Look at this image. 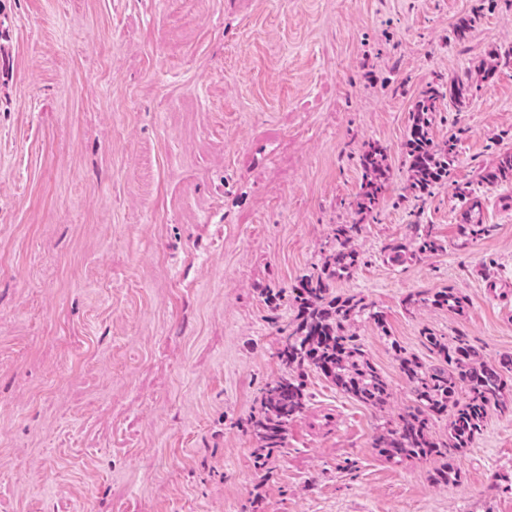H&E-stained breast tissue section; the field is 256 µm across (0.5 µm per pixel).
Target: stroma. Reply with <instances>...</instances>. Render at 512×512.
<instances>
[{"label": "stroma", "instance_id": "stroma-1", "mask_svg": "<svg viewBox=\"0 0 512 512\" xmlns=\"http://www.w3.org/2000/svg\"><path fill=\"white\" fill-rule=\"evenodd\" d=\"M456 76L473 95L430 131L455 162L420 197L412 111ZM371 142L390 179L332 288L367 304L391 398L305 370L258 468L247 421L296 315L269 293L355 221ZM506 150L512 0H0V512H512V412L445 484L374 446L414 400L396 350L436 361L423 330L512 352V181L479 180ZM415 224L440 251L391 262ZM446 288L463 310L403 308Z\"/></svg>", "mask_w": 512, "mask_h": 512}]
</instances>
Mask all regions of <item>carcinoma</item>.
<instances>
[{"label":"carcinoma","instance_id":"cac0c4a2","mask_svg":"<svg viewBox=\"0 0 512 512\" xmlns=\"http://www.w3.org/2000/svg\"><path fill=\"white\" fill-rule=\"evenodd\" d=\"M469 95V81L459 77L421 92L405 143L410 189L424 193L448 178L453 144L434 142L430 114L446 100L462 105ZM387 160V148L380 144H371L362 153L358 212H370L378 204L390 176ZM510 179L512 151L500 154L496 164L480 174L481 182L492 186ZM413 229L417 253H432L440 248L429 228L415 224ZM359 230L358 224L336 225L332 230L335 246L325 264L302 277L299 286L291 291L297 316L293 329L278 348L284 373L266 384L260 409L248 422V429L258 442L261 468L275 450L285 447L288 425L305 412L308 398L298 375L303 369L322 374L343 393L372 407H384L391 397L387 379L351 333L354 317L366 305L360 298L336 296L331 288L336 276L359 263L360 254L352 246ZM426 304L455 312L462 310L464 298L440 290L429 295L411 294L404 301L408 312ZM423 338L439 364L427 365L417 356L404 355L395 348L400 369L412 386L414 403L394 428L378 436L375 447L389 460L442 459L435 481L446 483L458 476L451 451L471 447L490 409L512 411V385L506 380V375L512 373V353L489 357L462 336L450 339L426 331ZM443 415L448 416V439L440 441L431 432V419Z\"/></svg>","mask_w":512,"mask_h":512}]
</instances>
